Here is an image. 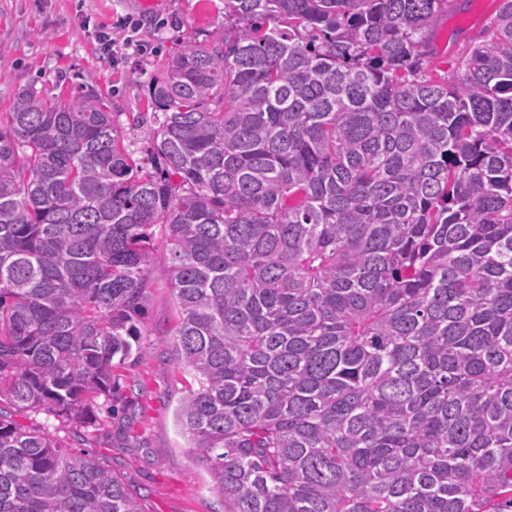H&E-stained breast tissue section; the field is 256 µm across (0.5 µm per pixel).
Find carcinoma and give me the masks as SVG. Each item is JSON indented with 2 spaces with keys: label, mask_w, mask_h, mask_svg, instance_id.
Masks as SVG:
<instances>
[{
  "label": "carcinoma",
  "mask_w": 512,
  "mask_h": 512,
  "mask_svg": "<svg viewBox=\"0 0 512 512\" xmlns=\"http://www.w3.org/2000/svg\"><path fill=\"white\" fill-rule=\"evenodd\" d=\"M451 2L224 0L148 84L150 168L93 84L20 92L0 402L81 421L112 396L160 227L174 418L224 512H512V0L426 79ZM0 512L144 510L0 412Z\"/></svg>",
  "instance_id": "1"
}]
</instances>
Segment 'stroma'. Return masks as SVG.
<instances>
[{"label":"stroma","mask_w":512,"mask_h":512,"mask_svg":"<svg viewBox=\"0 0 512 512\" xmlns=\"http://www.w3.org/2000/svg\"><path fill=\"white\" fill-rule=\"evenodd\" d=\"M492 12L491 0H453L438 16L430 79L455 76L461 49L488 28ZM126 17L143 23L141 49L123 50L114 62L103 59L98 29L118 30ZM223 29L224 0H0V115L21 90L66 103L90 81L114 124L125 130L133 158L150 165L147 83L162 75L183 42H204ZM174 316L167 286L150 277L138 325L144 354L114 366L116 399L95 398L89 420L78 426L45 411H28L18 420L111 469L145 512H224L223 499L192 462L175 423L188 376L172 354Z\"/></svg>","instance_id":"35a3bbf8"}]
</instances>
